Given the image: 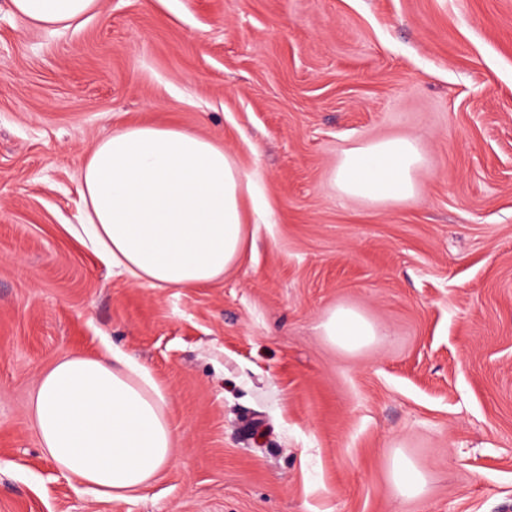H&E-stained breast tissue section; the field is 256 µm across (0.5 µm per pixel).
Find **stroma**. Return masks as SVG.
I'll use <instances>...</instances> for the list:
<instances>
[{
  "mask_svg": "<svg viewBox=\"0 0 512 512\" xmlns=\"http://www.w3.org/2000/svg\"><path fill=\"white\" fill-rule=\"evenodd\" d=\"M136 123L261 175L273 221L223 279L137 285L74 235L85 157ZM380 139L418 146L414 196H341ZM339 306L383 337L335 348ZM109 346L175 435L112 502L31 416L57 360ZM0 512H512V0H100L57 32L0 0ZM391 479L399 497L418 498L425 493L424 473L403 454H397L393 459Z\"/></svg>",
  "mask_w": 512,
  "mask_h": 512,
  "instance_id": "obj_1",
  "label": "stroma"
}]
</instances>
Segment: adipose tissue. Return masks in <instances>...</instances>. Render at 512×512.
I'll use <instances>...</instances> for the list:
<instances>
[{
    "instance_id": "obj_1",
    "label": "adipose tissue",
    "mask_w": 512,
    "mask_h": 512,
    "mask_svg": "<svg viewBox=\"0 0 512 512\" xmlns=\"http://www.w3.org/2000/svg\"><path fill=\"white\" fill-rule=\"evenodd\" d=\"M32 26L68 29L99 0H10ZM421 161L413 141L385 139L349 151L334 179L340 194L398 201L415 193ZM253 174L203 135L136 124L101 138L80 171L81 232L113 273L135 284L188 290L230 271L251 239V224L272 213L256 196ZM333 345L355 351L379 330L358 311L338 307L320 324ZM167 395L148 368L121 351L71 354L47 371L32 400L40 442L63 473L101 498L140 493L169 464L174 438Z\"/></svg>"
}]
</instances>
